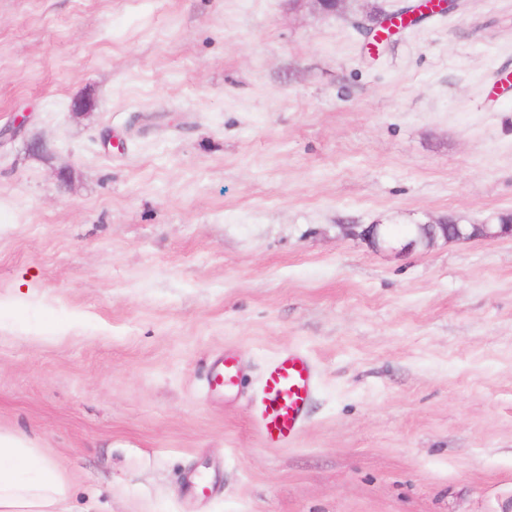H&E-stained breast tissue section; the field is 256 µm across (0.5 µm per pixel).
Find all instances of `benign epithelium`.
<instances>
[{
	"mask_svg": "<svg viewBox=\"0 0 512 512\" xmlns=\"http://www.w3.org/2000/svg\"><path fill=\"white\" fill-rule=\"evenodd\" d=\"M406 13L398 11L388 15L380 24H373L368 15L355 21L362 31L376 33L375 40L382 43L387 40L390 30L405 25ZM347 236L366 241L375 249L407 250L417 247L428 249L438 240L467 241L475 238H495L502 235L512 236V224H456L448 220L426 224L407 225V235L400 236L389 224H347L344 226Z\"/></svg>",
	"mask_w": 512,
	"mask_h": 512,
	"instance_id": "obj_1",
	"label": "benign epithelium"
}]
</instances>
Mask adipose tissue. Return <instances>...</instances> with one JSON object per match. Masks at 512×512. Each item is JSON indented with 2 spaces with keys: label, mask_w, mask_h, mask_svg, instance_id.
Segmentation results:
<instances>
[{
  "label": "adipose tissue",
  "mask_w": 512,
  "mask_h": 512,
  "mask_svg": "<svg viewBox=\"0 0 512 512\" xmlns=\"http://www.w3.org/2000/svg\"><path fill=\"white\" fill-rule=\"evenodd\" d=\"M72 479L47 449L0 433V512H70Z\"/></svg>",
  "instance_id": "ef3b65f1"
}]
</instances>
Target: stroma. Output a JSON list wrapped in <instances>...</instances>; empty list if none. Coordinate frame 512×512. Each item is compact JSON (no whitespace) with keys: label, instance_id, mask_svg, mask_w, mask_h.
Returning a JSON list of instances; mask_svg holds the SVG:
<instances>
[{"label":"stroma","instance_id":"1","mask_svg":"<svg viewBox=\"0 0 512 512\" xmlns=\"http://www.w3.org/2000/svg\"><path fill=\"white\" fill-rule=\"evenodd\" d=\"M406 2L0 0V432L74 512H512V236L343 231L512 214V0L369 50L353 18ZM288 350L317 387L275 447ZM499 220L500 224H456L448 220L409 224L408 237L398 235L389 224H347L343 229L346 236L362 239L372 248L402 251L417 247L428 249L440 239L448 242L512 236V215L501 216ZM315 388V369L307 355H278L267 365L252 399L259 432L271 442L288 443L306 419ZM242 381V369L239 360L228 354L215 357L208 374V390L221 395L225 391L237 389Z\"/></svg>","mask_w":512,"mask_h":512}]
</instances>
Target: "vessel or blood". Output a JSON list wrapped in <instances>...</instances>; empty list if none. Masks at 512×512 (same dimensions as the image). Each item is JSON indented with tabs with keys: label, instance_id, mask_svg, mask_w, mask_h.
Instances as JSON below:
<instances>
[{
	"label": "vessel or blood",
	"instance_id": "1",
	"mask_svg": "<svg viewBox=\"0 0 512 512\" xmlns=\"http://www.w3.org/2000/svg\"><path fill=\"white\" fill-rule=\"evenodd\" d=\"M242 369L237 358L215 357L208 374L210 393L221 395L237 389ZM316 388L311 360L302 352L289 351L271 361L255 392L252 405L255 425L271 442L288 443L301 429Z\"/></svg>",
	"mask_w": 512,
	"mask_h": 512
}]
</instances>
